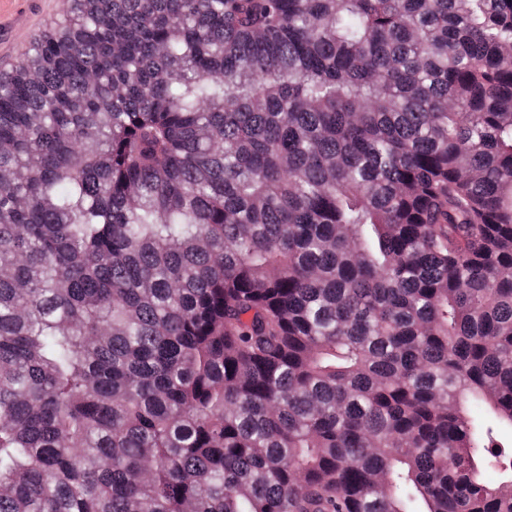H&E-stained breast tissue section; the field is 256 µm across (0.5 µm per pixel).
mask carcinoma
<instances>
[{"instance_id": "cac0c4a2", "label": "carcinoma", "mask_w": 512, "mask_h": 512, "mask_svg": "<svg viewBox=\"0 0 512 512\" xmlns=\"http://www.w3.org/2000/svg\"><path fill=\"white\" fill-rule=\"evenodd\" d=\"M512 0H73L0 74V512H512Z\"/></svg>"}]
</instances>
